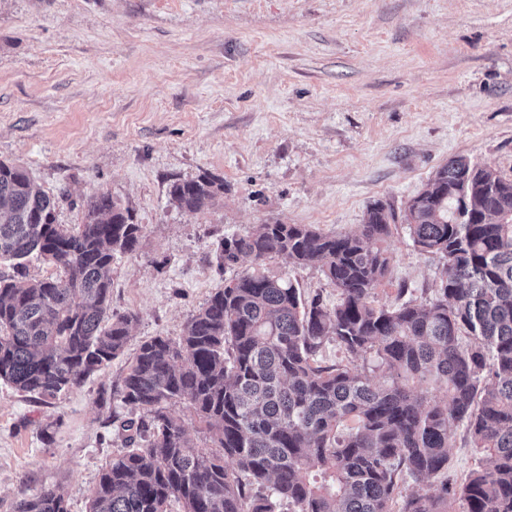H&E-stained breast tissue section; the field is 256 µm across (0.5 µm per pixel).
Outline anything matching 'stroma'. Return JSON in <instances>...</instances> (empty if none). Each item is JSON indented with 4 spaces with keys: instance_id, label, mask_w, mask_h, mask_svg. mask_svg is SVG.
Masks as SVG:
<instances>
[{
    "instance_id": "stroma-1",
    "label": "stroma",
    "mask_w": 512,
    "mask_h": 512,
    "mask_svg": "<svg viewBox=\"0 0 512 512\" xmlns=\"http://www.w3.org/2000/svg\"><path fill=\"white\" fill-rule=\"evenodd\" d=\"M456 156L512 178V0H0V160L58 198L64 228L99 191L142 226L110 269L112 316L136 317L124 352L52 399L0 382V512L46 487L87 512L124 446L113 417L140 416L119 396L128 365L223 288L224 238L355 232ZM205 172L223 198L175 208L171 182ZM387 245L377 303L434 299L442 259L401 223ZM266 265L335 306L318 267Z\"/></svg>"
}]
</instances>
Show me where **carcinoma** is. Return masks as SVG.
Returning a JSON list of instances; mask_svg holds the SVG:
<instances>
[{"mask_svg": "<svg viewBox=\"0 0 512 512\" xmlns=\"http://www.w3.org/2000/svg\"><path fill=\"white\" fill-rule=\"evenodd\" d=\"M224 195L204 173L174 180L169 200L198 212ZM57 203L20 167L0 161V381L52 398L124 351L131 316L109 317V270L139 245L141 225L107 193L85 203L83 224L56 223ZM394 209L371 205L358 232L311 224H256L224 239V282L173 341H144L123 378L122 399L146 417L124 420L127 448L103 467L88 512H392L399 478L439 479L399 512H512V178L459 156L405 208L413 244L445 271L428 303L386 307L374 290L391 255L373 244L391 234ZM36 254L63 270L28 280ZM317 266L340 298L331 309L302 300L286 273L265 261ZM333 340L390 370L383 384L315 355ZM428 382L427 393L409 382ZM183 400L210 445L201 448L167 404ZM464 426L488 463L464 482L448 479V448ZM232 460L237 470L226 466ZM317 471L323 481L308 482ZM16 512H69L44 488Z\"/></svg>", "mask_w": 512, "mask_h": 512, "instance_id": "1", "label": "carcinoma"}]
</instances>
